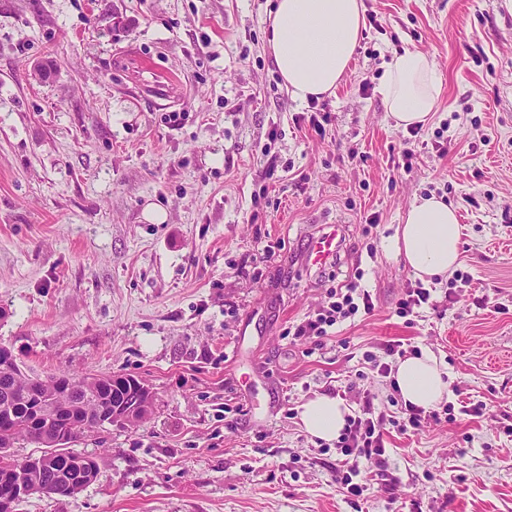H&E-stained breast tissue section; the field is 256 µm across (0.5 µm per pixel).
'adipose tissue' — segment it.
Wrapping results in <instances>:
<instances>
[{"label":"adipose tissue","mask_w":512,"mask_h":512,"mask_svg":"<svg viewBox=\"0 0 512 512\" xmlns=\"http://www.w3.org/2000/svg\"><path fill=\"white\" fill-rule=\"evenodd\" d=\"M363 0H275L268 18V46L292 99L306 103L333 94L346 76L365 26ZM378 92L396 126L425 125L435 112L440 78L428 53L406 49L387 64ZM461 227L442 197L414 200L390 244L412 274L429 283L445 280L460 257ZM404 403L428 410L449 394L450 382L432 352L399 361L392 374ZM344 401L318 394L299 407L311 437L331 442L346 425Z\"/></svg>","instance_id":"obj_1"}]
</instances>
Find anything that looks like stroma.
<instances>
[{"mask_svg":"<svg viewBox=\"0 0 512 512\" xmlns=\"http://www.w3.org/2000/svg\"><path fill=\"white\" fill-rule=\"evenodd\" d=\"M364 4L335 95L301 104L268 47L272 0H0V345L42 377L125 374L154 393L144 422L76 443L94 483L19 512H397L376 480L353 507L335 448L297 414L357 378L400 416L366 361L398 340L436 355L448 405L486 406L390 431L406 503L512 512V12ZM405 48L441 81L409 158L377 92ZM148 62L174 82L152 86ZM431 193L458 210L460 264L407 324L394 308L414 277L385 244ZM330 223L346 227L337 283L363 270L376 310L316 352L288 330L326 297L301 257Z\"/></svg>","mask_w":512,"mask_h":512,"instance_id":"35a3bbf8","label":"stroma"}]
</instances>
